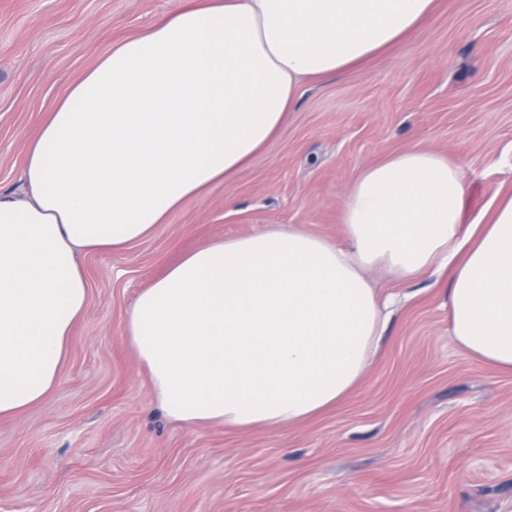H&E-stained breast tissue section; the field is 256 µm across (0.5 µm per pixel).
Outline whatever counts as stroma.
I'll return each instance as SVG.
<instances>
[{"mask_svg": "<svg viewBox=\"0 0 512 512\" xmlns=\"http://www.w3.org/2000/svg\"><path fill=\"white\" fill-rule=\"evenodd\" d=\"M183 3L0 0L1 190L97 58ZM409 149L461 169L467 227L512 192V0H437L399 43L308 85L264 151L152 237L83 255L88 306L58 385L0 419V512H512V372L452 339L449 271L379 277L393 307L364 380L291 426L173 422L125 338L136 295L212 240L343 242L348 186Z\"/></svg>", "mask_w": 512, "mask_h": 512, "instance_id": "35a3bbf8", "label": "stroma"}]
</instances>
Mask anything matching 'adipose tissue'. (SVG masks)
<instances>
[{
	"label": "adipose tissue",
	"instance_id": "adipose-tissue-1",
	"mask_svg": "<svg viewBox=\"0 0 512 512\" xmlns=\"http://www.w3.org/2000/svg\"><path fill=\"white\" fill-rule=\"evenodd\" d=\"M436 0H190L98 58L0 192V417L56 387L88 305L80 252L152 236L276 136L305 85L420 26ZM461 170L409 149L364 169L346 246L300 230L220 238L142 291L125 334L168 415L239 429L291 425L364 378L386 321L369 274L451 269L450 334L512 371V195L464 229Z\"/></svg>",
	"mask_w": 512,
	"mask_h": 512
}]
</instances>
